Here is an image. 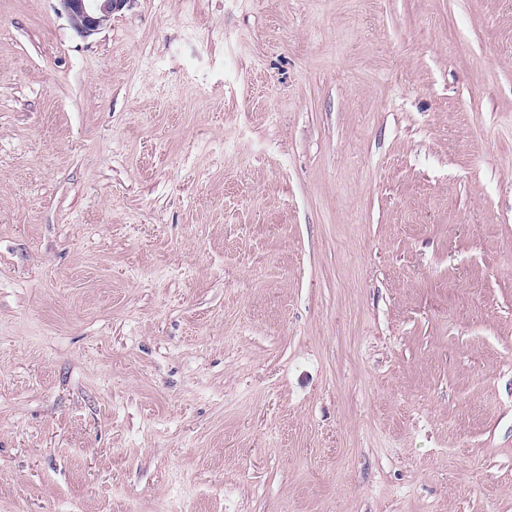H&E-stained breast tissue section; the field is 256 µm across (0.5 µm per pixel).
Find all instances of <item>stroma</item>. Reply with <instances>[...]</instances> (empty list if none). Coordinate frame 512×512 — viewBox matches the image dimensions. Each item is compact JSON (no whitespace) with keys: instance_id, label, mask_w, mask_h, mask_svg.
I'll use <instances>...</instances> for the list:
<instances>
[{"instance_id":"obj_1","label":"stroma","mask_w":512,"mask_h":512,"mask_svg":"<svg viewBox=\"0 0 512 512\" xmlns=\"http://www.w3.org/2000/svg\"><path fill=\"white\" fill-rule=\"evenodd\" d=\"M0 512H512V0H0ZM74 28L82 34H91L103 26L115 11L129 0H59Z\"/></svg>"}]
</instances>
